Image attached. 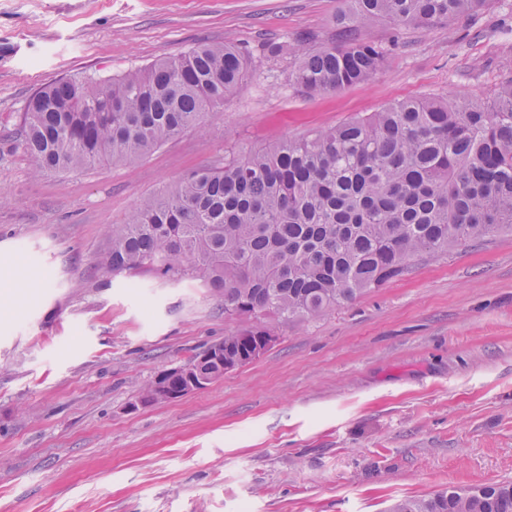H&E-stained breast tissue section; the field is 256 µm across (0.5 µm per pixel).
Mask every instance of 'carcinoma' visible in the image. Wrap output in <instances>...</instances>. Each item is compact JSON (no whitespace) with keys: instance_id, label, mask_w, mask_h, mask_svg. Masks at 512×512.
Returning a JSON list of instances; mask_svg holds the SVG:
<instances>
[{"instance_id":"carcinoma-1","label":"carcinoma","mask_w":512,"mask_h":512,"mask_svg":"<svg viewBox=\"0 0 512 512\" xmlns=\"http://www.w3.org/2000/svg\"><path fill=\"white\" fill-rule=\"evenodd\" d=\"M487 0H348L336 37L288 49V80L307 95L368 80L387 49L358 30L379 21L428 29ZM232 43L204 44L108 81L64 78L36 91L21 117L35 173L132 164L195 128L252 74ZM512 232V79L486 106L424 96L350 118L300 140L242 151L186 173L108 229L98 266L189 277L224 296L249 363L278 325L322 315L407 274L422 257ZM167 377L177 391L224 365L198 354ZM390 512H512V483L450 488Z\"/></svg>"}]
</instances>
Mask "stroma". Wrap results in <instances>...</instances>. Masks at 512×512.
Wrapping results in <instances>:
<instances>
[{
    "label": "stroma",
    "mask_w": 512,
    "mask_h": 512,
    "mask_svg": "<svg viewBox=\"0 0 512 512\" xmlns=\"http://www.w3.org/2000/svg\"><path fill=\"white\" fill-rule=\"evenodd\" d=\"M343 0H0V512H388L512 482V233L421 260L185 397L163 372L244 327L224 299L97 266L107 226L188 171L421 96L489 101L512 77V0L430 29L361 28L368 81L305 95L284 41L329 44ZM252 75L136 163L34 173L22 112L62 78L108 79L212 43Z\"/></svg>",
    "instance_id": "stroma-1"
}]
</instances>
